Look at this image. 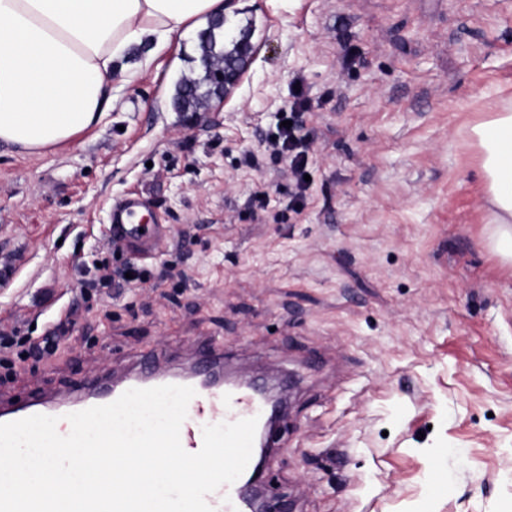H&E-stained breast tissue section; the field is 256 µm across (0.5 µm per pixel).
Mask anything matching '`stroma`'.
Wrapping results in <instances>:
<instances>
[{"mask_svg":"<svg viewBox=\"0 0 512 512\" xmlns=\"http://www.w3.org/2000/svg\"><path fill=\"white\" fill-rule=\"evenodd\" d=\"M259 50L226 102L176 112L197 30L112 83L40 154L0 142V405L67 398L204 342L290 376L265 470L286 512H512V263L494 249L472 128L512 113V0H242ZM308 141V188L270 144ZM136 193L157 252L114 251ZM149 278L100 292L99 266Z\"/></svg>","mask_w":512,"mask_h":512,"instance_id":"stroma-1","label":"stroma"}]
</instances>
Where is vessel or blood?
Instances as JSON below:
<instances>
[{"label":"vessel or blood","instance_id":"obj_1","mask_svg":"<svg viewBox=\"0 0 512 512\" xmlns=\"http://www.w3.org/2000/svg\"><path fill=\"white\" fill-rule=\"evenodd\" d=\"M143 199L135 194L125 197L114 205L111 213L112 232L117 239L129 242L142 253H150L159 243V236L143 232L135 216L143 207ZM186 383L195 390L190 401L187 417L182 424L180 439L183 448L190 453L202 446V429L208 424L234 422L240 419L265 418L268 406L260 389L253 384L225 389L223 384L212 382L210 374L194 373ZM82 390L86 396L85 407L105 405L115 401L119 390L113 389L108 379H100L84 384ZM69 409L63 405H50L41 401H29L11 408L6 415L7 421L19 420L35 414L64 416ZM242 482L221 486L207 497L214 512H242Z\"/></svg>","mask_w":512,"mask_h":512}]
</instances>
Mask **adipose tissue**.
<instances>
[{
  "label": "adipose tissue",
  "mask_w": 512,
  "mask_h": 512,
  "mask_svg": "<svg viewBox=\"0 0 512 512\" xmlns=\"http://www.w3.org/2000/svg\"><path fill=\"white\" fill-rule=\"evenodd\" d=\"M224 0H0V141L38 153L72 141L111 104L125 53L164 48ZM496 244L512 258V113L474 126Z\"/></svg>",
  "instance_id": "obj_1"
}]
</instances>
